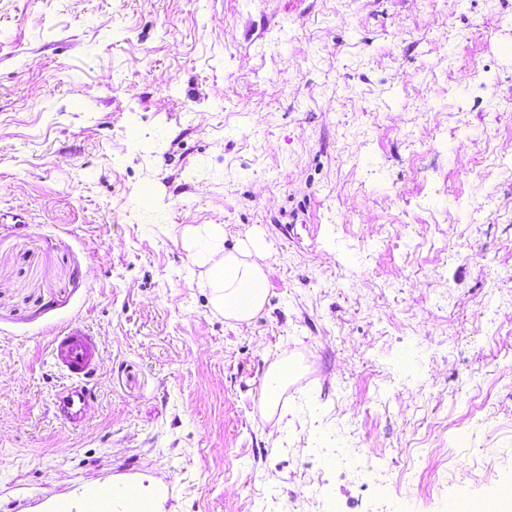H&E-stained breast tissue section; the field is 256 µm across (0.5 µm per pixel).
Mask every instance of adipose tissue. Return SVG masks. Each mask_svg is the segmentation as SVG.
Listing matches in <instances>:
<instances>
[{
	"label": "adipose tissue",
	"instance_id": "obj_1",
	"mask_svg": "<svg viewBox=\"0 0 512 512\" xmlns=\"http://www.w3.org/2000/svg\"><path fill=\"white\" fill-rule=\"evenodd\" d=\"M193 235L207 267V284L212 290L215 309L229 320L246 321L256 316L267 298L264 243L257 240L244 249L226 250L225 229L220 224L204 225L194 230ZM298 371V364L287 354L275 356L262 393L267 419H274L280 396Z\"/></svg>",
	"mask_w": 512,
	"mask_h": 512
}]
</instances>
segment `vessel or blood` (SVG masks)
I'll return each mask as SVG.
<instances>
[{
  "label": "vessel or blood",
  "mask_w": 512,
  "mask_h": 512,
  "mask_svg": "<svg viewBox=\"0 0 512 512\" xmlns=\"http://www.w3.org/2000/svg\"><path fill=\"white\" fill-rule=\"evenodd\" d=\"M51 354L73 381L72 387L66 388L59 398V410L65 420L81 421L87 412V401L77 380L94 371L98 344L86 327L75 324L55 334L51 341Z\"/></svg>",
  "instance_id": "vessel-or-blood-1"
}]
</instances>
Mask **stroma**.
I'll use <instances>...</instances> for the list:
<instances>
[{"label":"stroma","mask_w":512,"mask_h":512,"mask_svg":"<svg viewBox=\"0 0 512 512\" xmlns=\"http://www.w3.org/2000/svg\"><path fill=\"white\" fill-rule=\"evenodd\" d=\"M205 224L267 246L250 321ZM509 481L512 0H0V512H512ZM193 235L194 244L202 248L200 260L208 265L207 285L212 288L215 309L229 320L247 321L256 316L267 298L264 243L256 240L250 247L228 251L221 224H206L194 229ZM51 354L69 379H79L95 370L98 344L86 327L74 324L55 333ZM299 371L298 364L288 354L283 352L275 356L270 364L268 376L262 393L264 415L268 421L274 419L280 396ZM71 385L73 387H67L59 397L58 408L65 420L79 422L84 419L87 412L86 395L79 384Z\"/></svg>","instance_id":"1"}]
</instances>
